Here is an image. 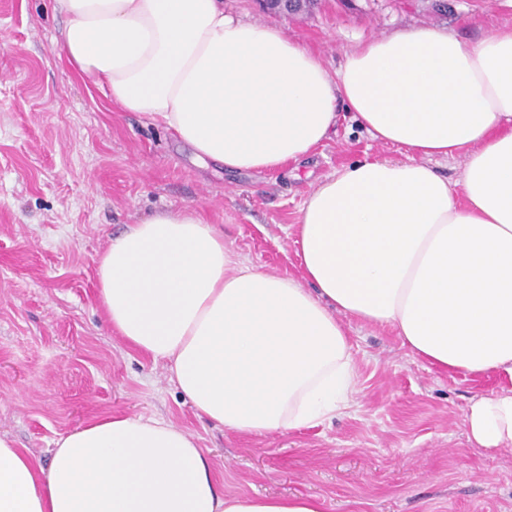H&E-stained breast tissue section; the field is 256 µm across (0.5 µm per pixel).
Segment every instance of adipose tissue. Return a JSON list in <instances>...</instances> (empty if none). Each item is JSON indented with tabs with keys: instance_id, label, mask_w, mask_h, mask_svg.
Here are the masks:
<instances>
[{
	"instance_id": "1",
	"label": "adipose tissue",
	"mask_w": 512,
	"mask_h": 512,
	"mask_svg": "<svg viewBox=\"0 0 512 512\" xmlns=\"http://www.w3.org/2000/svg\"><path fill=\"white\" fill-rule=\"evenodd\" d=\"M60 55L123 112L200 162L274 171L309 156L346 103L405 159L328 176L294 226L301 278L243 260L203 212L163 210L111 238L97 298L114 333L164 362L195 411L264 436L355 404L344 324L391 326L414 355L512 380V24L468 43L442 29L361 43L336 72L224 0H54ZM465 154L460 187L431 163ZM470 440L512 447V387L474 399ZM0 512H323L313 497L225 494L194 437L102 416L49 464L0 437Z\"/></svg>"
}]
</instances>
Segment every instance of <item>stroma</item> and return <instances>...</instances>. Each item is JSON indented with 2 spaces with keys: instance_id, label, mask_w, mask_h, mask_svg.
<instances>
[{
  "instance_id": "obj_1",
  "label": "stroma",
  "mask_w": 512,
  "mask_h": 512,
  "mask_svg": "<svg viewBox=\"0 0 512 512\" xmlns=\"http://www.w3.org/2000/svg\"><path fill=\"white\" fill-rule=\"evenodd\" d=\"M336 71L357 43L443 28L474 42L512 24V0H326L275 16ZM53 0H0V435L49 462L94 416L157 419L193 435L228 494L304 495L324 512H512V448L468 438L471 401L511 384L437 370L388 326L345 325L355 406L263 437L199 416L166 365L111 331L96 295L110 237L160 210L201 208L264 271L299 276L293 226L317 184L366 157L404 159L346 104L296 172L201 166L142 114L122 112L60 58Z\"/></svg>"
}]
</instances>
